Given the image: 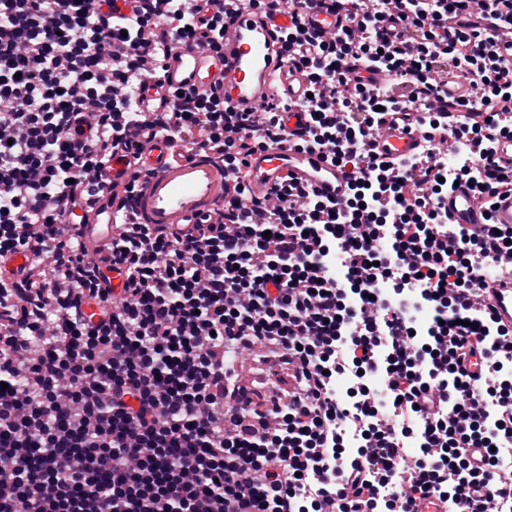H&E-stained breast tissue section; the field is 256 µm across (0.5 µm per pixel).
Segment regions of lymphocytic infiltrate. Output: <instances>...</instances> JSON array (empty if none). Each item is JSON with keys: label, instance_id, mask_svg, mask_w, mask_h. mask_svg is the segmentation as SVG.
<instances>
[{"label": "lymphocytic infiltrate", "instance_id": "1", "mask_svg": "<svg viewBox=\"0 0 512 512\" xmlns=\"http://www.w3.org/2000/svg\"><path fill=\"white\" fill-rule=\"evenodd\" d=\"M118 2L0 0V260H31L0 271V512H410L426 496L512 512V329L478 300L490 264L512 274V227L449 224L447 202L461 181L512 191L491 162L512 134V59L486 38L512 0H350L331 37L302 12L337 0H249L289 13L283 52L311 96L255 114L185 94L150 118L140 75L174 44L222 48L224 15ZM447 61L480 98L449 97ZM375 66L408 94L364 87ZM293 108L299 147L347 172L344 202L287 182L248 196L246 157L285 141ZM400 112L426 164L368 153ZM140 125L223 164L224 220L122 224L86 261L82 225L60 216L103 195ZM452 135L473 164L453 176ZM411 289L436 312L427 329ZM245 351L262 372L236 363Z\"/></svg>", "mask_w": 512, "mask_h": 512}]
</instances>
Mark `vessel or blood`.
Segmentation results:
<instances>
[{
    "label": "vessel or blood",
    "mask_w": 512,
    "mask_h": 512,
    "mask_svg": "<svg viewBox=\"0 0 512 512\" xmlns=\"http://www.w3.org/2000/svg\"><path fill=\"white\" fill-rule=\"evenodd\" d=\"M226 14L224 47L214 51L198 43L177 45L165 56L161 70L143 76L136 90L140 111L159 112L171 105L182 91L199 95L218 94L237 112H259L267 104L272 86L282 97L304 98L310 83L307 76L290 71L281 53L279 30L288 27L287 13L269 14L250 6L248 0H224ZM311 31L336 28L334 13L313 9L303 15ZM133 153L142 175L134 197H127L120 175L126 167L115 155L101 206L82 210L85 245L99 248L114 232L122 205H129L139 223L176 227L217 220L224 196V168L207 156L187 157L180 142L165 136L137 133ZM422 133L408 130L400 116H393L374 135L368 147L386 159L419 157ZM247 185L261 195L280 180L290 177L307 190L332 199H343L346 179L328 150L302 151L281 143L257 150L247 159ZM512 226V191H499L483 202L467 187L448 195V221L452 224H482L486 220ZM484 299L503 326L512 328V280L499 278L495 268L484 274Z\"/></svg>",
    "instance_id": "b4317fda"
}]
</instances>
